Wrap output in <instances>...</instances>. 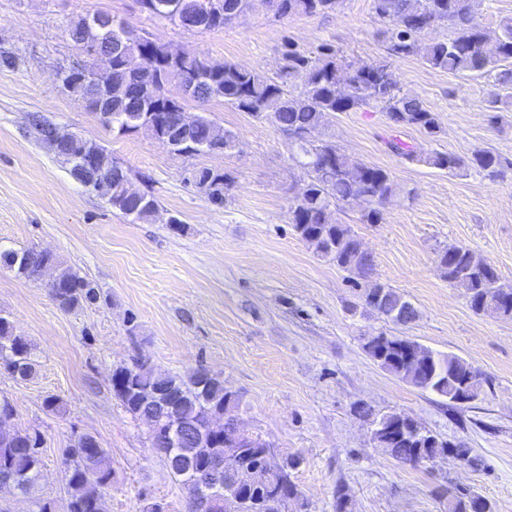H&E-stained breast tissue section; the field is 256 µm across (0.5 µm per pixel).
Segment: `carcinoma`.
Returning a JSON list of instances; mask_svg holds the SVG:
<instances>
[{"label":"carcinoma","instance_id":"obj_1","mask_svg":"<svg viewBox=\"0 0 512 512\" xmlns=\"http://www.w3.org/2000/svg\"><path fill=\"white\" fill-rule=\"evenodd\" d=\"M142 12L163 19L186 31L221 30L243 18L252 0H137ZM273 17L291 15H328L338 10L343 0H269ZM377 18L385 24L382 31L389 55L397 58L418 55L432 69L463 76L487 79L495 91L489 103L495 112L512 107V17L500 22L501 34L488 37L477 20L476 0H372ZM441 24L451 34L426 44L418 37ZM65 31L81 48L123 45L139 52L143 67L131 72L124 62L112 60V87L118 93L108 99L110 116H99L101 123L119 134L137 130L147 116L155 123L154 139L168 149L176 142L190 145L219 141L221 151L236 147V136L218 128L205 112L196 115L188 128L182 126L185 102L201 105L221 101L240 112L271 123L287 138L288 149L306 170L303 197L290 208V224L296 234L314 246L315 252L340 268L360 276L374 269L373 257L348 224H341L333 213L341 207L362 201L363 224H378L382 208L395 193L390 173L367 165L342 153L329 140H312L313 132L325 127L338 112H352L374 106L386 112L396 127H415L432 140L441 131L436 113L422 101L405 92L387 72L385 62L357 64L338 57L330 45L316 51L300 50L292 44L283 53L279 73L268 75L232 61L209 66L206 57L191 49L175 52L172 46L151 40L130 28L117 17L103 12L71 18ZM304 77L302 87L291 89V78ZM184 88L182 97L170 94L169 85ZM391 149L412 160L454 174L473 170L492 181L501 176V158L487 150H476L467 158L450 152L425 153L390 141ZM96 152L112 175L109 204L134 221L149 222L158 210V202L149 182L134 178L129 169L112 157L107 149L93 141L75 136L64 152L56 157L71 159ZM193 183L208 199L224 204L234 177L225 171L201 168L194 172ZM443 276L452 288H461L470 307L477 313L490 312L512 318V286L501 283L496 267L464 245H450L437 255ZM0 266L17 275L38 279L47 266L55 270L54 285L48 287L53 303L63 311L94 304L100 298L98 288L88 278L70 268L61 267L55 253L33 247L21 252L0 250ZM416 341L400 336H374L364 344L366 353L384 371L399 380L435 394L450 402L459 400L468 380L477 371L460 357L421 346L425 359L418 360L412 345ZM28 378L35 374L33 344L15 333L8 317L0 315V371ZM112 387L125 411L148 430L151 448L163 458L171 477L189 496V512L194 510L195 493L208 462L224 449L234 447L232 430L222 437L209 434L208 419L228 410L235 411L239 396L224 387V380L208 376L202 369L184 375L156 371L143 364L119 365L112 370ZM181 425L178 435L167 433L166 422ZM436 438L430 431L413 434V429L386 432L374 428L372 440L393 460L418 467L432 458L433 447L427 440ZM42 438L38 433L13 428L7 439L0 438V493L32 496L39 487L42 471ZM67 499L65 512H101L102 501L111 487L112 470L106 449L90 434L70 440L62 460ZM224 496L251 503V512H288V500L297 489L288 471L273 475L267 487L254 488L226 483ZM471 502L484 512L487 499L463 494L448 500V512H466Z\"/></svg>","mask_w":512,"mask_h":512}]
</instances>
